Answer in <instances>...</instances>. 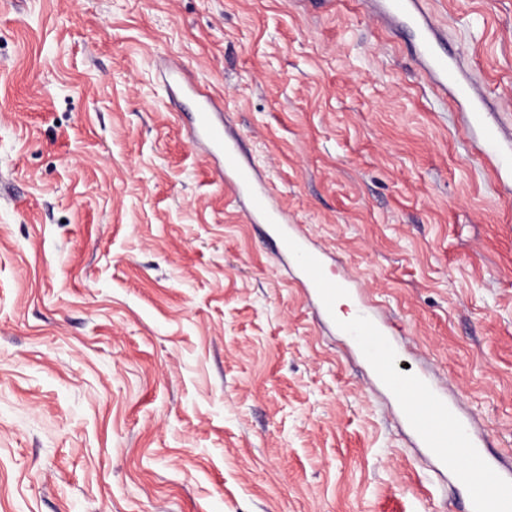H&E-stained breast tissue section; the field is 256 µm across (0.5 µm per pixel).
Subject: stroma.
<instances>
[{"instance_id":"35a3bbf8","label":"stroma","mask_w":512,"mask_h":512,"mask_svg":"<svg viewBox=\"0 0 512 512\" xmlns=\"http://www.w3.org/2000/svg\"><path fill=\"white\" fill-rule=\"evenodd\" d=\"M425 7L512 134V0ZM168 60L512 455V172L360 0H0V512H460ZM163 80L177 91L195 96L194 116L192 117L189 130L191 142L194 145L203 148L206 154L215 161L216 171L220 180L224 184L226 191L231 195V199L233 201L244 203V211L250 222L253 224L267 225V236L271 239L277 251L289 259L292 265L298 270L299 282L302 288L305 289L309 302L314 306L318 316L327 319L335 327L336 324L325 309L314 282L298 266L280 235L253 203L249 196L246 182L232 167L226 154L206 135L202 125L200 110L204 111L211 120L218 134L226 144L230 154L242 169L250 186L270 217L280 225L288 236L321 262L324 273L329 280L345 288L349 294L351 289L347 282L343 280H336L328 274L326 262L322 255L311 250L307 246L306 239L303 234L298 230L296 224H293L288 218V211L275 200L260 171L243 152L238 137L235 134L227 133L226 127L228 124L224 120L223 112H226L224 111V106L216 101L210 93L196 87L195 84L186 77V69L181 63L172 62L171 65H168L166 67Z\"/></svg>"}]
</instances>
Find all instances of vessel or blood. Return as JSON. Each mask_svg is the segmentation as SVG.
Returning a JSON list of instances; mask_svg holds the SVG:
<instances>
[{
  "instance_id": "b4317fda",
  "label": "vessel or blood",
  "mask_w": 512,
  "mask_h": 512,
  "mask_svg": "<svg viewBox=\"0 0 512 512\" xmlns=\"http://www.w3.org/2000/svg\"><path fill=\"white\" fill-rule=\"evenodd\" d=\"M363 2L389 25L400 27L412 55L429 81L443 95L451 97L458 109L469 113L471 126L484 130V153L497 158L499 166L512 165V158L501 150L497 130L486 128L483 121L484 113L492 109L491 103L484 95L476 92L462 57L441 53L443 39L425 11L423 0ZM164 80L177 91L194 95L196 114L191 121L190 139L214 160L226 191L232 200L243 203L250 222L262 224L269 218L276 221V228L268 229L267 235L281 254L289 252L286 239L305 244V237L291 222L287 210L275 200L260 171L243 152L238 137L227 133L223 105L210 93L196 87L187 78L186 69L181 63L168 65ZM206 118L211 120L218 134H221L222 144H215L206 135L202 125Z\"/></svg>"
}]
</instances>
